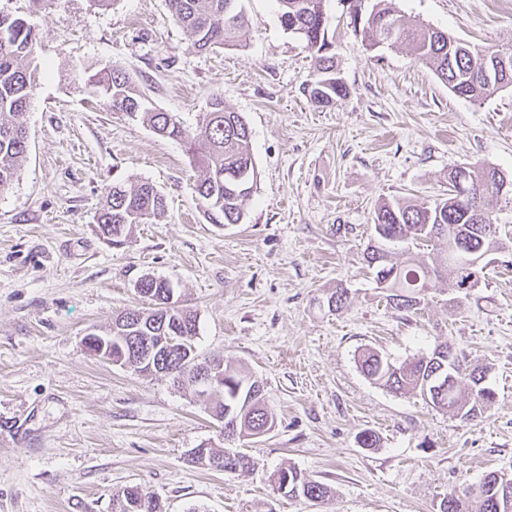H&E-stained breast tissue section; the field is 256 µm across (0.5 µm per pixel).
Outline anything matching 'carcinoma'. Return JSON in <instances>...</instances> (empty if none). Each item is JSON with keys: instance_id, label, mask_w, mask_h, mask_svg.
<instances>
[{"instance_id": "cac0c4a2", "label": "carcinoma", "mask_w": 512, "mask_h": 512, "mask_svg": "<svg viewBox=\"0 0 512 512\" xmlns=\"http://www.w3.org/2000/svg\"><path fill=\"white\" fill-rule=\"evenodd\" d=\"M240 0H170L176 21L194 48L244 47L248 24ZM280 22L285 31L308 50L311 78L303 88L311 102L328 106L346 95V87L336 77L332 44L326 38V0H277ZM365 0H350V23L360 30L366 50L386 45L408 47L415 59L432 68L448 89L459 97L483 100L512 86V67L487 78V56L497 48L477 49L449 33L398 13L392 0H376L364 12ZM37 37L29 19L0 14V192L7 190L28 152L25 114L38 84L34 65ZM85 84L114 112L146 124L155 134L177 139L186 145L193 166L200 171L196 192L204 218L210 224H240L246 217L245 202L250 194L236 191L229 174L241 170L256 172L251 152V131L244 118L213 95L193 128L167 112L148 106L144 94L125 72L110 65L85 74ZM498 169L479 165L456 166L448 173V196L415 203L410 199L384 200L374 209L373 240L364 253L374 280L388 291L387 301L398 310L415 313L426 301L432 275L445 271L449 286L461 288L464 270L452 241L461 235H475L474 245L487 253L500 247L498 222L490 204L498 193L494 178ZM164 195L148 182L127 188L108 189L96 215L101 235L127 238L135 224L156 223L165 216ZM427 243V258L413 249ZM137 291L150 300L148 308H129L112 319L107 330H94L106 343L121 344L126 361L137 365L136 354L154 349L161 362L162 377L177 387L194 386L184 359L200 363L224 364V386L217 391L198 389L206 409L222 423L227 434L238 438L258 434L274 425L259 380L250 373L224 363L220 355L201 358L196 351L197 313L170 297L165 279L147 275L137 283ZM362 372L389 391L418 393L433 406L456 416L473 419L494 401V392L484 385L482 371L464 367L451 344L444 340L431 353L393 364L379 352L366 348L358 356ZM220 461L217 471H245L254 461L241 452L226 455L224 450L207 449ZM288 485L278 483L276 491L288 498H303L313 504L330 499L331 490L309 480L294 467L281 468ZM133 496L141 503L139 512H162L159 501L145 489L127 487L112 495V512H125L119 497ZM512 499V482H497L496 473L484 476L477 487L458 495L449 493L440 512H500V505Z\"/></svg>"}]
</instances>
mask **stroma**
Segmentation results:
<instances>
[{"instance_id": "1", "label": "stroma", "mask_w": 512, "mask_h": 512, "mask_svg": "<svg viewBox=\"0 0 512 512\" xmlns=\"http://www.w3.org/2000/svg\"><path fill=\"white\" fill-rule=\"evenodd\" d=\"M245 47L200 52L169 0H0L34 24L44 71L26 114L28 157L0 193V512H112L138 485L163 512H439L448 492L491 471L512 478V194L493 202L503 245L458 297L434 280L420 312L386 300L364 261L376 204L442 197L460 164L512 179V87L455 96L410 52L366 50L347 0H327L328 39L345 97L327 107L303 87L308 51L276 0H241ZM404 16L475 46L512 45V0H395ZM123 69L150 106L194 126L212 94L245 118L257 182L240 224L203 217L183 145L107 108L85 69ZM148 182L160 223L106 243L95 216L109 186ZM169 280L198 313L196 347L257 377L270 433L235 442L253 469L189 463L223 448L221 424L192 389L120 368L83 338L145 306L141 277ZM349 293L335 311L328 299ZM448 340L495 392L465 420L399 395L357 364L371 347L399 363ZM377 443L364 448L362 432ZM293 467L332 491L310 506L274 491Z\"/></svg>"}]
</instances>
